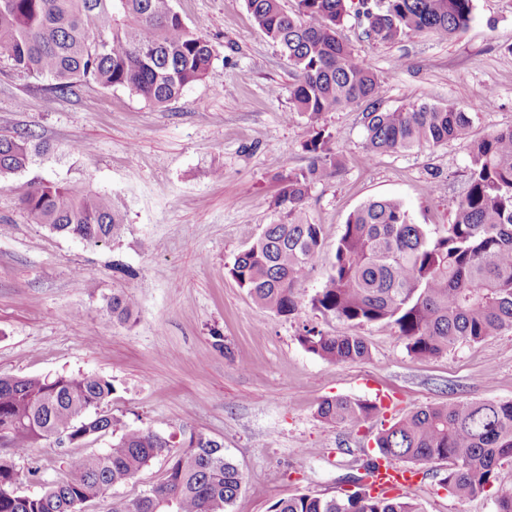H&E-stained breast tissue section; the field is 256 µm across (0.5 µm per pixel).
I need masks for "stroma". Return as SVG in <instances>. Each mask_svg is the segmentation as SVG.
Listing matches in <instances>:
<instances>
[{
	"mask_svg": "<svg viewBox=\"0 0 512 512\" xmlns=\"http://www.w3.org/2000/svg\"><path fill=\"white\" fill-rule=\"evenodd\" d=\"M185 23L214 48L207 76L166 107L126 88L82 82L51 91L49 78L0 62V135L35 131L49 154L0 179V374L44 378L93 374L111 379L112 412L175 443L202 434L224 446L243 475L232 512H271L298 494L334 497L352 488L371 459L366 424H328L327 397L380 402L382 419L458 399L512 400V333L461 344L438 357L409 353L394 329L360 334L368 359L334 363L307 352L298 336L348 325L312 308L349 215L379 198L401 201L414 223L435 233L467 188L468 145L386 152L364 162L360 107L326 113L337 174L317 183L305 209L323 225V261L296 291L292 317L262 309L227 273L265 225L284 220L275 197L282 177L308 168L310 136L288 87L293 69L253 23L245 0H174ZM342 39L379 75L384 108L453 104L472 114L471 135L512 127V0H474L463 32L414 33L392 44L368 40L355 16ZM34 178L111 195L124 229L112 244L89 246L30 223L19 204ZM138 302L129 322L112 320L113 294ZM105 434L82 445L44 442L17 459L35 496L62 478L70 458L98 453ZM446 462L422 465L408 490L422 512H494L486 495L448 496ZM152 460L85 512H112L165 478Z\"/></svg>",
	"mask_w": 512,
	"mask_h": 512,
	"instance_id": "stroma-1",
	"label": "stroma"
}]
</instances>
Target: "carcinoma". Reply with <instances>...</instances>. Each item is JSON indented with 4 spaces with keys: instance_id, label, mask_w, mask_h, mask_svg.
Here are the masks:
<instances>
[{
    "instance_id": "obj_1",
    "label": "carcinoma",
    "mask_w": 512,
    "mask_h": 512,
    "mask_svg": "<svg viewBox=\"0 0 512 512\" xmlns=\"http://www.w3.org/2000/svg\"><path fill=\"white\" fill-rule=\"evenodd\" d=\"M349 0H246L257 27L279 47L294 70L288 94L307 116L309 167L283 179L275 204L285 222L268 224L239 253L227 273L259 305L277 316L298 313L296 283L320 265L323 225L304 209L312 187L332 176L339 161L323 114L361 105L366 159L387 151L439 146L468 139L470 113L426 102L394 110L382 106L381 80L370 63L339 37ZM474 0H358L355 15L366 38L393 43L410 33L454 35L473 19ZM0 59L15 69L54 80L71 93L80 81L127 88L163 106L202 80L214 52L190 29L172 0H0ZM49 150L32 130L0 136V177L23 171ZM466 193L451 205L453 220L434 236L413 222L403 204L372 199L347 219L334 261L314 308L353 328L331 335L304 328L299 343L333 362L369 357L355 329L389 326L415 356H438L459 343H480L512 332V127L469 144ZM31 223L87 245L112 243L123 222L107 193L66 182L36 179L20 197ZM137 308L126 293L112 295V320L125 322ZM115 387L104 377L60 374L53 378L0 375V512H81V505L135 478L148 463L168 458L164 480L122 499L112 512H231L243 481L220 442L191 435L176 446L146 428H123L103 411ZM376 404L333 397L318 416L330 424L365 423ZM119 432L106 451L72 459L59 481L37 496L20 491L12 457L42 441L79 445L102 432ZM375 456L392 461H448L441 487L457 499L493 493L495 512H512V489L497 487L498 470L512 462V400L421 406L380 429ZM273 512H421L403 496H371L365 487L339 497L307 494L280 500Z\"/></svg>"
}]
</instances>
